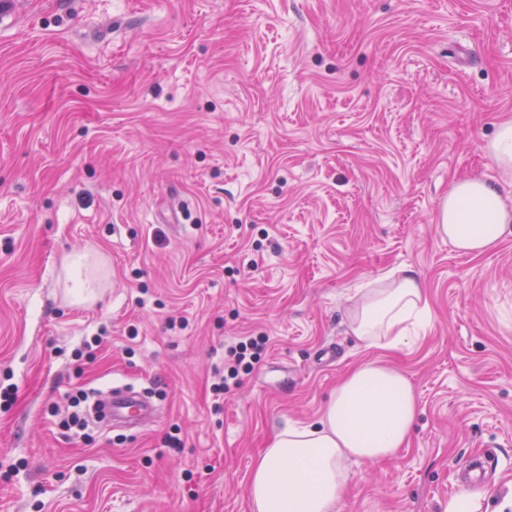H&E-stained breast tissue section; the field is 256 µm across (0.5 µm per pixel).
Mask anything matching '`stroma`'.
<instances>
[{
  "mask_svg": "<svg viewBox=\"0 0 512 512\" xmlns=\"http://www.w3.org/2000/svg\"><path fill=\"white\" fill-rule=\"evenodd\" d=\"M0 27V512H250L253 458L380 361L419 400L341 512H446L493 454L512 500V234L435 230L512 119V0H18ZM99 258L94 299H78ZM418 271L432 319L396 351L356 291ZM267 337L237 386L214 367ZM100 346H93V339ZM155 420L64 431L76 390ZM180 447H173L172 438ZM104 404L106 425H132L141 416L155 411L143 393L123 385L108 390Z\"/></svg>",
  "mask_w": 512,
  "mask_h": 512,
  "instance_id": "35a3bbf8",
  "label": "stroma"
}]
</instances>
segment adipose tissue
Segmentation results:
<instances>
[{"label": "adipose tissue", "mask_w": 512, "mask_h": 512, "mask_svg": "<svg viewBox=\"0 0 512 512\" xmlns=\"http://www.w3.org/2000/svg\"><path fill=\"white\" fill-rule=\"evenodd\" d=\"M512 229V205L501 187L479 178L457 181L438 207L436 231L456 250L479 256ZM430 321L425 285L404 266L366 289L347 314L353 336L367 347L407 345L410 319ZM418 414L408 377L383 363L350 370L319 421L276 430L251 466V512H339L350 467L393 456L407 445Z\"/></svg>", "instance_id": "adipose-tissue-1"}]
</instances>
